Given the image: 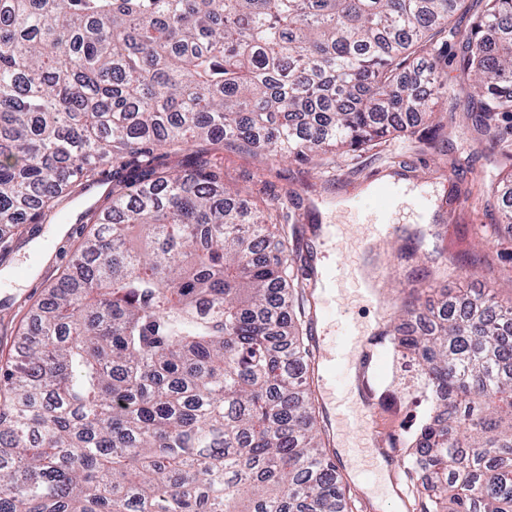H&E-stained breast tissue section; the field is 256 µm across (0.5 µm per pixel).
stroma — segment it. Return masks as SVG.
<instances>
[{
  "mask_svg": "<svg viewBox=\"0 0 512 512\" xmlns=\"http://www.w3.org/2000/svg\"><path fill=\"white\" fill-rule=\"evenodd\" d=\"M442 67L448 102L437 124L415 123L409 135L333 157L330 165L270 160L229 145L212 154L229 185L246 187L254 198L278 207L289 223L299 226L295 246L303 276L310 264L319 261L323 226L351 225V233L342 239L346 250L370 233L376 221L370 191L376 183L394 180L425 197L428 221H419L411 209H401L394 217L399 232L358 254L359 263L373 274L379 289L376 302L354 305V315L364 326H383L393 303L416 297L436 277L434 263L424 256L428 250L452 263L474 264L468 277L449 278V296L494 288L501 298L512 299V265L498 259L496 246L481 242L485 224L499 225L501 236L512 235V228L499 224L492 192L502 171L500 153L512 149V134H505L498 148H490L464 110L466 92L459 83L457 58L449 57ZM51 227L48 221H29L21 233L0 242V271L21 265L29 268L26 278L9 283L0 279V299L5 302L0 308V365L19 350L22 331L32 326L31 307L46 297L49 285L90 232L89 224L81 222L75 231L57 237L51 235ZM408 413L405 400L393 392L371 407L368 418L355 420L351 431L328 429L329 452L349 453L350 465L340 474L363 512H410L411 486L405 478L393 470L385 480H361L368 458L353 450L364 427L395 435Z\"/></svg>",
  "mask_w": 512,
  "mask_h": 512,
  "instance_id": "stroma-1",
  "label": "stroma"
}]
</instances>
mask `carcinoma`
<instances>
[{"label": "carcinoma", "mask_w": 512, "mask_h": 512, "mask_svg": "<svg viewBox=\"0 0 512 512\" xmlns=\"http://www.w3.org/2000/svg\"><path fill=\"white\" fill-rule=\"evenodd\" d=\"M462 0H0V239L112 163L93 232L0 368V512H359L326 451L278 210L198 141L309 162L448 99ZM473 126L512 129V0L457 41ZM432 60L423 94L420 55ZM385 334L420 372L416 512H512V300Z\"/></svg>", "instance_id": "obj_1"}]
</instances>
